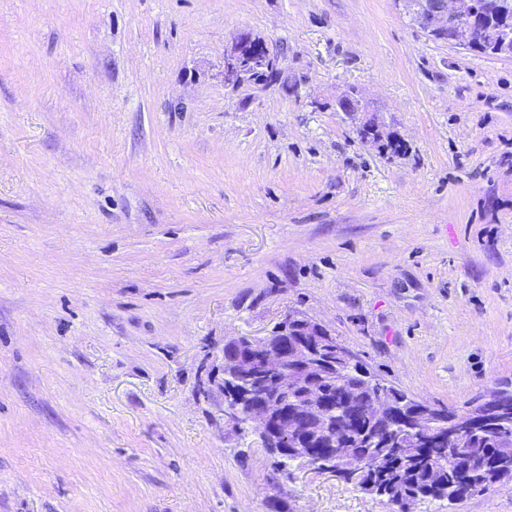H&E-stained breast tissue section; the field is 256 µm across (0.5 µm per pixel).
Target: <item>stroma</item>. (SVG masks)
<instances>
[{
  "label": "stroma",
  "instance_id": "obj_1",
  "mask_svg": "<svg viewBox=\"0 0 512 512\" xmlns=\"http://www.w3.org/2000/svg\"><path fill=\"white\" fill-rule=\"evenodd\" d=\"M243 30L277 81L225 86ZM291 311L414 397L512 385V57L399 0H0V512H391L224 423ZM343 107L347 110L348 113L352 114H362V121L358 129L366 130L371 135H381L380 126L376 122L375 125H371L369 122L372 120V117L375 115V110L369 105V103L357 93L356 100H352L351 103L345 102L343 103ZM365 132L362 133L360 130L357 131L358 136L361 140L365 141V137L369 134Z\"/></svg>",
  "mask_w": 512,
  "mask_h": 512
}]
</instances>
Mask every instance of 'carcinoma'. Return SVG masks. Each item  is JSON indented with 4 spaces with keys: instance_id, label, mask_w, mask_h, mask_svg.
I'll use <instances>...</instances> for the list:
<instances>
[{
    "instance_id": "cac0c4a2",
    "label": "carcinoma",
    "mask_w": 512,
    "mask_h": 512,
    "mask_svg": "<svg viewBox=\"0 0 512 512\" xmlns=\"http://www.w3.org/2000/svg\"><path fill=\"white\" fill-rule=\"evenodd\" d=\"M496 29L498 39L489 41L482 31ZM473 50L496 55L512 49V0H497L489 18L470 34ZM370 374L357 358L336 367V377L314 380L310 388L343 411L340 425L351 447L368 431L381 437L399 429L417 412L424 401L391 386L393 406L378 415L370 411L371 399L364 389L362 375ZM350 472L345 482L375 495L392 505L407 493L412 502H460L491 486L512 482V425L490 422L481 433L461 448L439 444L417 446L407 437L382 449L376 459L351 458L344 464Z\"/></svg>"
}]
</instances>
